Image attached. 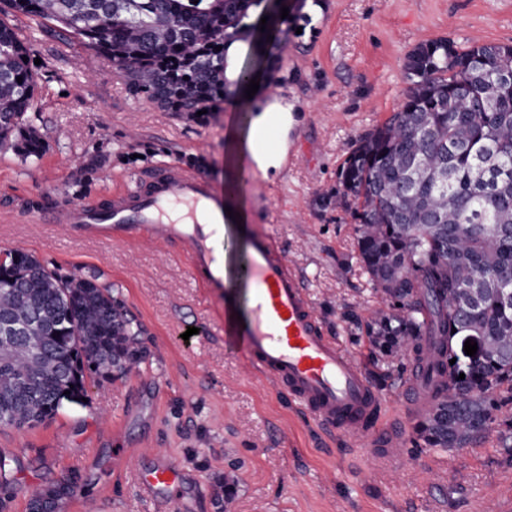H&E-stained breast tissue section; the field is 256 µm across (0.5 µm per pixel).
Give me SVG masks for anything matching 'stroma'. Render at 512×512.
<instances>
[{
	"instance_id": "1",
	"label": "stroma",
	"mask_w": 512,
	"mask_h": 512,
	"mask_svg": "<svg viewBox=\"0 0 512 512\" xmlns=\"http://www.w3.org/2000/svg\"><path fill=\"white\" fill-rule=\"evenodd\" d=\"M295 8L287 39L270 46L267 88L298 109V162L272 181L235 182L248 215L229 225L224 253L244 259L242 231L266 228L301 272L330 336L374 384L395 398L409 367L373 354L365 325L377 306L357 248L358 226L336 206L337 172L360 135L397 110L404 62L417 45L447 38L512 43V0H320ZM30 46L36 90L26 126L43 140L39 158L0 148V251L22 248L63 271L96 276L119 291L140 323L146 358L121 381L88 383L87 400L66 404L33 428H0V456L12 488L0 512H29L36 492L64 480L73 494L57 512H160L138 493L131 471L153 455L181 468V512H221L224 479L235 482L233 512H512V439L465 448H425L404 428L400 459L372 465L344 438L325 440L295 402L269 392L226 339L224 300L246 309L239 279L222 294L203 288L179 243L96 241L54 230L52 207L107 203L143 172L176 162L224 188L227 134L249 115L218 107L169 112L131 94L111 62L53 23L4 11ZM195 335H187V328Z\"/></svg>"
}]
</instances>
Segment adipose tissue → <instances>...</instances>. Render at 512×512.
<instances>
[{"instance_id":"adipose-tissue-1","label":"adipose tissue","mask_w":512,"mask_h":512,"mask_svg":"<svg viewBox=\"0 0 512 512\" xmlns=\"http://www.w3.org/2000/svg\"><path fill=\"white\" fill-rule=\"evenodd\" d=\"M244 48V41L236 40L226 46L224 53V77L229 89L227 104L235 109L244 102L251 112L246 133L236 140L235 164L270 179L278 176L284 164L290 115L295 112L296 106L283 96L258 92L249 97L238 89V60Z\"/></svg>"}]
</instances>
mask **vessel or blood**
Instances as JSON below:
<instances>
[{
  "label": "vessel or blood",
  "mask_w": 512,
  "mask_h": 512,
  "mask_svg": "<svg viewBox=\"0 0 512 512\" xmlns=\"http://www.w3.org/2000/svg\"><path fill=\"white\" fill-rule=\"evenodd\" d=\"M70 234L147 242L177 241L193 273L223 292L227 269L216 242L224 233V195L205 176L171 163L114 191L104 205L81 204L56 212ZM249 294L237 326L246 366L288 395L322 426L358 440L369 461L399 457L404 435L380 427L385 397L359 362L328 336L301 276L274 237L254 234L238 272ZM182 472L168 457L135 473V483L165 512H179L175 492Z\"/></svg>",
  "instance_id": "b4317fda"
}]
</instances>
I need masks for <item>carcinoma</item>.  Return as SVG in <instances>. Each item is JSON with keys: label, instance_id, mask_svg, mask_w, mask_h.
Here are the masks:
<instances>
[{"label": "carcinoma", "instance_id": "cac0c4a2", "mask_svg": "<svg viewBox=\"0 0 512 512\" xmlns=\"http://www.w3.org/2000/svg\"><path fill=\"white\" fill-rule=\"evenodd\" d=\"M48 20L107 58L129 89L172 112L224 100V51L256 36L263 62L288 0H0ZM266 29H260L262 17ZM28 45L0 22V147L37 158L40 134L23 118L35 94ZM399 110L360 137L337 173L339 204L359 225L363 269L387 309L368 336L382 357L420 354L433 329L446 337L432 365L443 379L415 426L429 448H465L492 432L512 438V44L422 43L405 61ZM22 82H17V77ZM476 334L483 356L462 363L451 341ZM140 329L96 276L82 277L26 250L0 253V428L33 427L63 407L58 394L85 379L122 380L145 360ZM455 364H450V360ZM464 379H459L460 374ZM74 490L34 495L31 512H55Z\"/></svg>", "mask_w": 512, "mask_h": 512}]
</instances>
